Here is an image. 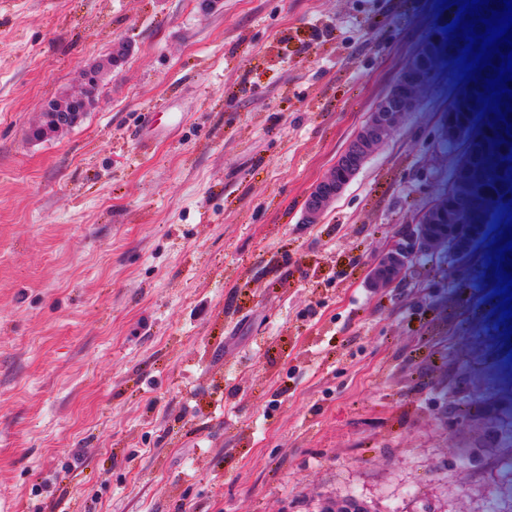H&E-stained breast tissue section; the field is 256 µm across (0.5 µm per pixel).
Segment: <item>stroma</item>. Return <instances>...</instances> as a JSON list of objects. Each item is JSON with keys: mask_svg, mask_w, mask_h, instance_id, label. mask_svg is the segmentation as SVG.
Returning a JSON list of instances; mask_svg holds the SVG:
<instances>
[{"mask_svg": "<svg viewBox=\"0 0 512 512\" xmlns=\"http://www.w3.org/2000/svg\"><path fill=\"white\" fill-rule=\"evenodd\" d=\"M437 0H0V512H489L512 337L488 245L416 254L460 154L440 64L318 223L311 188ZM116 39L99 103L31 140Z\"/></svg>", "mask_w": 512, "mask_h": 512, "instance_id": "1", "label": "stroma"}]
</instances>
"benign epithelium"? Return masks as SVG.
Returning a JSON list of instances; mask_svg holds the SVG:
<instances>
[{
	"label": "benign epithelium",
	"instance_id": "benign-epithelium-1",
	"mask_svg": "<svg viewBox=\"0 0 512 512\" xmlns=\"http://www.w3.org/2000/svg\"><path fill=\"white\" fill-rule=\"evenodd\" d=\"M439 47H441V38L432 37L408 60L404 67V76L395 81L337 158L336 164L309 192L304 204L303 223L318 222L327 207L343 193L352 179L377 152L381 141L392 135L407 113L415 110L418 101L417 92L422 82L433 74L430 59L434 57L435 49ZM129 53V43L118 40L113 42L106 59L84 66L82 70L84 85L80 87V91L68 94L64 99H55L43 104L41 111L45 124L35 128L31 132V137L42 138L49 133L67 130L76 125L82 113L75 111V107L67 105L66 101L81 97V91L96 84L99 69L118 65ZM445 219L444 214L435 216L432 208L419 216L413 246L383 255L373 270L375 283L381 286L391 284L416 252L434 245L435 238L431 229ZM458 220L459 223L448 225V238L452 239L455 251L460 253L466 240L473 234V230L466 225V219L460 216Z\"/></svg>",
	"mask_w": 512,
	"mask_h": 512
}]
</instances>
